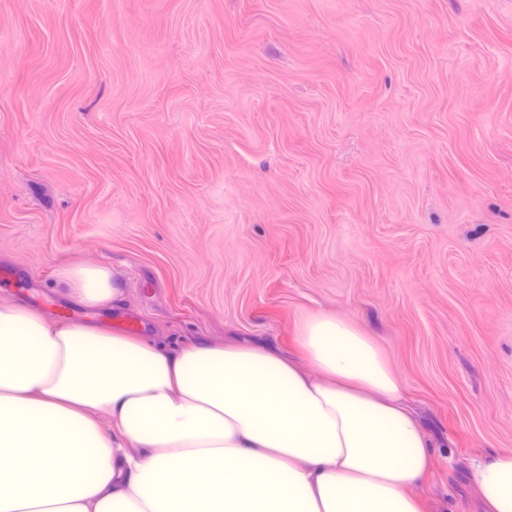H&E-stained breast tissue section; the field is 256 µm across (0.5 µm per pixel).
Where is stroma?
<instances>
[{
	"label": "stroma",
	"mask_w": 512,
	"mask_h": 512,
	"mask_svg": "<svg viewBox=\"0 0 512 512\" xmlns=\"http://www.w3.org/2000/svg\"><path fill=\"white\" fill-rule=\"evenodd\" d=\"M109 266L94 311L58 284ZM168 349L371 336L426 512L512 448V0H0V303Z\"/></svg>",
	"instance_id": "obj_1"
}]
</instances>
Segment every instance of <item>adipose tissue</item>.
Wrapping results in <instances>:
<instances>
[{
    "mask_svg": "<svg viewBox=\"0 0 512 512\" xmlns=\"http://www.w3.org/2000/svg\"><path fill=\"white\" fill-rule=\"evenodd\" d=\"M58 279L88 307L121 292L102 266ZM295 346L172 354L0 304V512H425L433 444L374 341L317 313ZM472 481L484 512H512V448L477 460Z\"/></svg>",
    "mask_w": 512,
    "mask_h": 512,
    "instance_id": "obj_1",
    "label": "adipose tissue"
}]
</instances>
